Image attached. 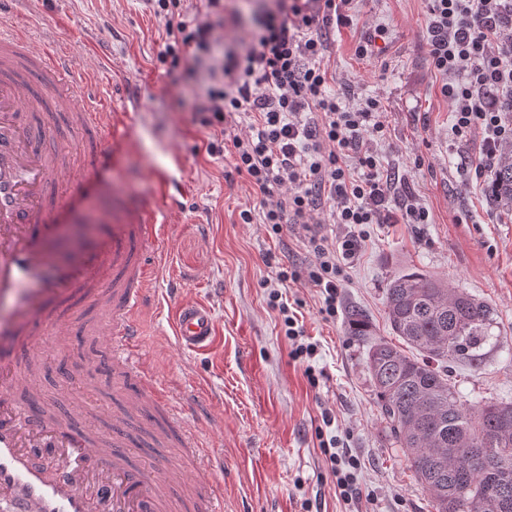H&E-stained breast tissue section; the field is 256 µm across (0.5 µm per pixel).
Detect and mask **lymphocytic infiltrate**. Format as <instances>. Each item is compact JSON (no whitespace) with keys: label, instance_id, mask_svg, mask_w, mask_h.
Returning a JSON list of instances; mask_svg holds the SVG:
<instances>
[{"label":"lymphocytic infiltrate","instance_id":"obj_1","mask_svg":"<svg viewBox=\"0 0 512 512\" xmlns=\"http://www.w3.org/2000/svg\"><path fill=\"white\" fill-rule=\"evenodd\" d=\"M166 19L165 54L180 61L190 48H206L209 22L188 23L181 0H155ZM353 0H276L240 52L214 60L201 123L220 131L223 143L208 141L207 153L225 151L232 174L244 179L273 234L285 225L301 227L312 255L305 275L285 271L281 280L306 282L319 293L320 314L335 320L338 290L358 257L365 224H424L429 212L413 196L394 200V179L381 173L369 145L386 131L379 101L341 107L324 88L331 74L327 44L318 28L350 24ZM427 50L443 79L458 141L479 136L471 164L477 181L489 180L496 161L512 155V0H430ZM246 112L249 132H235L234 117ZM336 224L335 237L321 232ZM271 291L291 357L304 363L317 345L308 341L297 317Z\"/></svg>","mask_w":512,"mask_h":512}]
</instances>
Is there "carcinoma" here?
<instances>
[{"label": "carcinoma", "mask_w": 512, "mask_h": 512, "mask_svg": "<svg viewBox=\"0 0 512 512\" xmlns=\"http://www.w3.org/2000/svg\"><path fill=\"white\" fill-rule=\"evenodd\" d=\"M487 196L493 207L512 211V158L496 162ZM386 304L401 346L374 338L360 309L348 311L347 323L368 345L386 428L434 512H512V403L467 408L448 375L451 362L482 364L498 324L495 309L419 272L390 279Z\"/></svg>", "instance_id": "obj_1"}]
</instances>
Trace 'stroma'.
Returning <instances> with one entry per match:
<instances>
[{
  "instance_id": "obj_1",
  "label": "stroma",
  "mask_w": 512,
  "mask_h": 512,
  "mask_svg": "<svg viewBox=\"0 0 512 512\" xmlns=\"http://www.w3.org/2000/svg\"><path fill=\"white\" fill-rule=\"evenodd\" d=\"M269 2L224 0L223 13L212 19L211 44L189 49L175 69L163 56L166 19L151 0H23L7 15L9 23L50 36L52 50L84 60L86 95L125 113L134 143L113 166L111 181L84 193L43 243L58 247L68 225L83 217H116L154 198L161 177L173 173L181 195L164 245L166 272L142 314L136 350L151 382L171 396L178 419L194 427L198 446L190 454L171 445L148 450L135 464L155 477L172 458L181 459L189 475L208 465L202 512L213 498L223 512H345L319 448L322 430L358 459L359 512H432L387 433L367 347L349 335L346 313L362 309L376 336L389 341V279L405 269L448 279L487 301L498 321L480 368L449 367L461 402L470 408L512 402V215L500 214L466 172L476 147L458 144L452 134V107L427 54V0H356L351 25L321 30L334 76L326 91L349 105L379 100L387 124L385 139L371 144L379 167L398 175L396 196H419L429 221L364 225L335 321L322 319L315 289L300 283L284 289L285 303L318 343L317 380L309 382L303 365L290 358L281 318L268 304L279 271L304 272L311 260L302 232L287 227L276 235L263 224L248 183L225 179L223 154H207L210 131L197 114L212 60L245 47ZM370 38L374 53L359 58L356 47ZM244 210L251 211V223L241 220ZM183 300L212 312L217 334L205 350L175 343L172 311ZM49 311L59 329L33 354L42 402L80 408L79 431L99 436L127 397L100 365L112 356L106 338L91 333L101 313L77 296L51 300ZM62 364L69 380L56 373ZM325 410L335 417L328 428L321 425Z\"/></svg>"
}]
</instances>
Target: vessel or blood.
<instances>
[{
  "mask_svg": "<svg viewBox=\"0 0 512 512\" xmlns=\"http://www.w3.org/2000/svg\"><path fill=\"white\" fill-rule=\"evenodd\" d=\"M30 70L49 77L46 90L56 94L57 108L89 140L83 151L41 148L49 130L26 118L37 106L23 78ZM85 71L76 58L56 55L32 34L0 24V304L8 306L0 315V498L18 501L20 512H93L98 495L110 500L112 512H167L169 483L129 464L125 426L131 415L171 408L168 396L150 385L128 353L142 334L141 314L165 267L170 212L163 202L170 191L161 190V204L127 208L112 224L111 241L57 267L51 278L41 277L51 256L38 233L50 231L72 203L57 194V184L66 179L82 190L109 171L112 153L127 145L124 120L79 101L78 76ZM71 294L102 309L101 333L137 383L126 413L113 415L108 440L88 438L37 409V379L21 373L16 361L22 348H34L38 337L52 330L49 299ZM173 330L178 344L189 349L205 348L216 336L210 310L194 302L175 307ZM45 448L60 460L62 477L49 478L35 466V453ZM209 476L202 469L185 479L181 512H190Z\"/></svg>",
  "mask_w": 512,
  "mask_h": 512,
  "instance_id": "b4317fda",
  "label": "vessel or blood"
}]
</instances>
